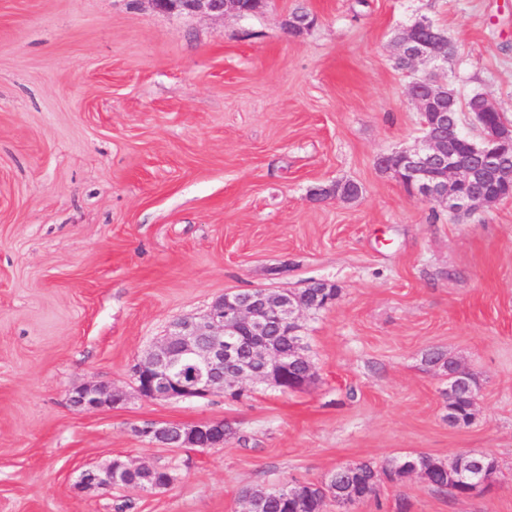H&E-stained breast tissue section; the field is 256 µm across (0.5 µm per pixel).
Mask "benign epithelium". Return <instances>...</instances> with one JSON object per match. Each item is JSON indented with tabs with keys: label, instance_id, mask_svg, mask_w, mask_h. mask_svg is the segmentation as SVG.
<instances>
[{
	"label": "benign epithelium",
	"instance_id": "7a95c632",
	"mask_svg": "<svg viewBox=\"0 0 512 512\" xmlns=\"http://www.w3.org/2000/svg\"><path fill=\"white\" fill-rule=\"evenodd\" d=\"M158 11H187L208 15L239 14V0H151ZM447 34L432 21L419 19L396 41L398 55L411 66L432 69L448 67ZM448 91V83L428 74L412 81L406 96L420 115L424 135L410 148L381 155L380 168L394 174L410 195L437 204L460 215L480 210L498 201L472 192L485 184L508 186L512 197V165L504 160L502 149L512 147V127H484V147L476 166L467 164L458 145L455 130L448 128V114L438 101ZM336 304L329 284L316 294L314 303L299 299L288 290L252 288L226 293L218 298L201 319L183 318L173 322L134 367L138 393L149 400L203 398L217 392H233L244 384L266 383L281 391L299 390L309 383L304 374L288 384L289 374L305 361L306 346L298 329V318ZM288 337V353L270 343L271 332ZM124 400V393L104 382H91L69 396L79 411L112 408ZM151 441L171 448H222L224 424L200 421L193 425L152 422L139 429ZM458 458L437 464L438 469L474 495L488 482L478 467L456 468ZM132 462L114 458L108 464L86 469L79 484L89 489L124 490L126 472Z\"/></svg>",
	"mask_w": 512,
	"mask_h": 512
}]
</instances>
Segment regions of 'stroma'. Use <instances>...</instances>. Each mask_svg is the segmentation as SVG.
Here are the masks:
<instances>
[{"label":"stroma","instance_id":"35a3bbf8","mask_svg":"<svg viewBox=\"0 0 512 512\" xmlns=\"http://www.w3.org/2000/svg\"><path fill=\"white\" fill-rule=\"evenodd\" d=\"M316 22L288 30L291 12ZM455 43L453 84L512 119V0H270L237 17L150 0H0V512H242L255 486L324 482L409 453H485L458 498L412 477L354 512H512V199L456 217L376 164L413 146L414 76L395 37L421 17ZM357 182L352 201L319 188ZM335 285L300 321L316 375L241 399L148 400L132 376L171 321L224 293ZM440 354L479 381L448 423ZM105 382L124 401L82 413ZM223 421L220 448L149 422ZM164 490L79 485L114 457ZM124 393L104 382H91L75 389L69 396L78 411L91 412L112 408L124 400Z\"/></svg>","mask_w":512,"mask_h":512}]
</instances>
